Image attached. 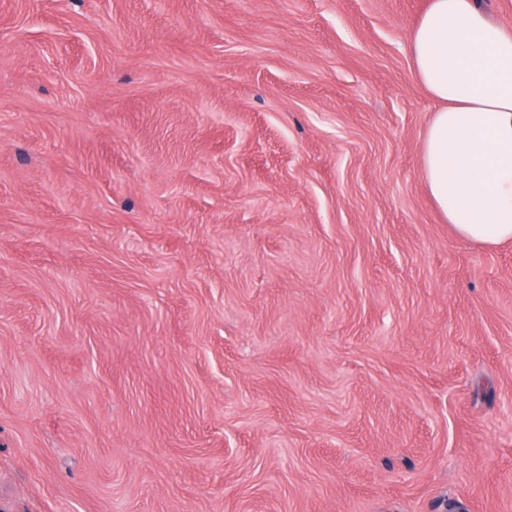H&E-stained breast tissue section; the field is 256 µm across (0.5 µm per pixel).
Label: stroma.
Instances as JSON below:
<instances>
[{
  "instance_id": "obj_1",
  "label": "stroma",
  "mask_w": 512,
  "mask_h": 512,
  "mask_svg": "<svg viewBox=\"0 0 512 512\" xmlns=\"http://www.w3.org/2000/svg\"><path fill=\"white\" fill-rule=\"evenodd\" d=\"M427 5L0 0V512H512Z\"/></svg>"
}]
</instances>
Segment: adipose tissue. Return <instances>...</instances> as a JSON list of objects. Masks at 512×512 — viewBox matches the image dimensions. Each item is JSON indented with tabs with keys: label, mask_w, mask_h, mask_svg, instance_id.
I'll return each mask as SVG.
<instances>
[{
	"label": "adipose tissue",
	"mask_w": 512,
	"mask_h": 512,
	"mask_svg": "<svg viewBox=\"0 0 512 512\" xmlns=\"http://www.w3.org/2000/svg\"><path fill=\"white\" fill-rule=\"evenodd\" d=\"M411 67L435 108L422 178L464 240H512V28L478 0H429L408 41Z\"/></svg>",
	"instance_id": "obj_1"
}]
</instances>
